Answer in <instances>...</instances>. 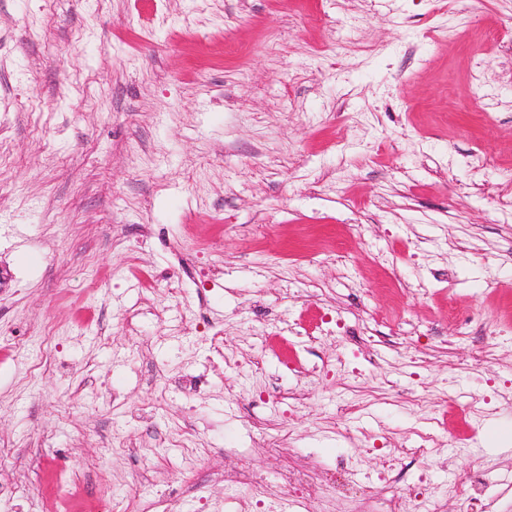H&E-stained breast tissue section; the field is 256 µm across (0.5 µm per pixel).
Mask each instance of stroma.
I'll list each match as a JSON object with an SVG mask.
<instances>
[{"label": "stroma", "instance_id": "35a3bbf8", "mask_svg": "<svg viewBox=\"0 0 512 512\" xmlns=\"http://www.w3.org/2000/svg\"><path fill=\"white\" fill-rule=\"evenodd\" d=\"M392 463L512 512V0H0V512Z\"/></svg>", "mask_w": 512, "mask_h": 512}]
</instances>
